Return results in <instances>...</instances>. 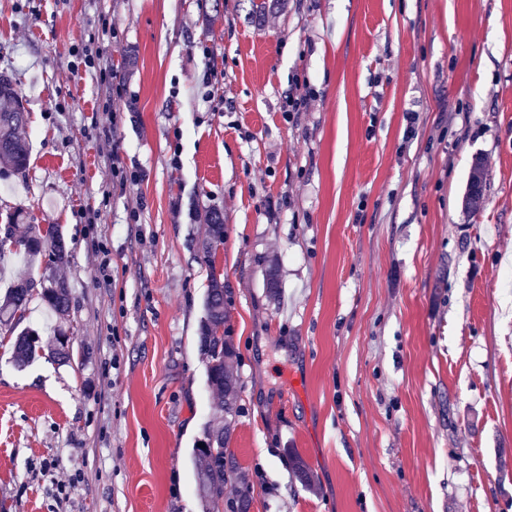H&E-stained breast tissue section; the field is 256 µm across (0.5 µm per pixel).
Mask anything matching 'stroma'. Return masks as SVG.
<instances>
[{"mask_svg":"<svg viewBox=\"0 0 512 512\" xmlns=\"http://www.w3.org/2000/svg\"><path fill=\"white\" fill-rule=\"evenodd\" d=\"M105 21L108 86L71 67ZM0 73L32 146L0 215L60 225L72 297L69 363L0 331V512H203L213 276L225 498L512 512V0H0ZM483 178H484V169L480 162H475L470 178H469V188L467 193V203L469 208L473 211H477L482 204V196H483ZM224 244V217L220 212H212L208 216L204 237L198 243V249L210 257L219 246ZM204 316L199 326V346L206 363V381L210 389L223 394L217 411L236 412L238 375L234 368V349L224 337V283L216 277L209 280L204 303ZM222 330V333L220 331ZM13 357L19 367H24L39 357L42 351L40 336L37 330L26 327L13 338Z\"/></svg>","mask_w":512,"mask_h":512,"instance_id":"35a3bbf8","label":"stroma"}]
</instances>
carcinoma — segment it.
Segmentation results:
<instances>
[{"label": "carcinoma", "mask_w": 512, "mask_h": 512, "mask_svg": "<svg viewBox=\"0 0 512 512\" xmlns=\"http://www.w3.org/2000/svg\"><path fill=\"white\" fill-rule=\"evenodd\" d=\"M0 101L10 102L13 108L0 111V160L15 172L26 171L31 151L24 136L27 112L18 100L15 84L9 76L0 74ZM484 169L475 162L467 193L469 208L476 211L482 204ZM10 246L0 247V257L10 254L20 258L38 277L13 280L0 300V328L14 334L13 357L20 367L39 357L40 336L37 330L18 326L24 319L34 295L38 294L50 315L64 317L70 307L69 285L57 271L69 257V249L60 225L27 223V215L21 209L9 213L6 219ZM224 244V217L219 212L208 216L204 237L198 249L207 257ZM204 316L199 326V346L206 363V381L210 389L222 394L224 400L218 411L236 412L238 375L234 368V349L225 339L224 329V282L213 277L209 280L204 303ZM231 423L218 429L206 425L203 429L202 446L193 448V456L199 471L198 495L205 512H213L224 500V481L229 464L227 443Z\"/></svg>", "instance_id": "1"}]
</instances>
